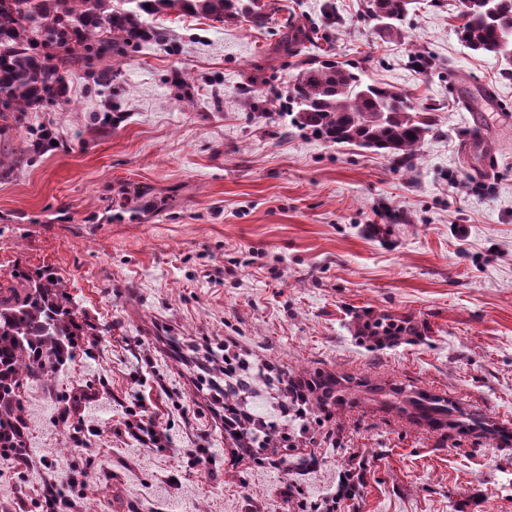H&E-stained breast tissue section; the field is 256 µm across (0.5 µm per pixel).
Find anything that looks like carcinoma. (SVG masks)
<instances>
[{"instance_id": "obj_1", "label": "carcinoma", "mask_w": 512, "mask_h": 512, "mask_svg": "<svg viewBox=\"0 0 512 512\" xmlns=\"http://www.w3.org/2000/svg\"><path fill=\"white\" fill-rule=\"evenodd\" d=\"M414 0H367L366 16L391 37L402 34L399 22ZM262 0H0V135L21 123L24 112L48 105L65 107V74L81 70L90 86L115 84L117 65L145 43H169L167 32L149 23L164 11L205 17L216 22L240 18L257 27L270 19ZM323 20H302L295 13L282 25L276 51L305 55L320 40L330 43L339 19L333 4L323 5ZM458 39L469 49L492 54L512 66V0H473L458 14ZM288 108L297 126L333 144L372 149L397 166L416 160L433 130L429 109L417 106L393 86L366 82L357 67L329 52L301 61L288 85ZM16 284L0 287V448L18 463L29 457L25 385L52 375L96 345L97 328L60 278L42 270L32 275L19 267ZM192 361L203 373L213 401L224 408V432L236 447L277 448L281 461L294 447L293 432L257 418L251 398L258 374L241 356L224 353ZM266 368L282 386L284 412L301 431L333 409L373 401L432 431H487L484 417L467 413L443 397L402 386L365 385L362 396L334 373L314 369L293 372L273 362ZM80 386L63 397L72 413L90 397Z\"/></svg>"}]
</instances>
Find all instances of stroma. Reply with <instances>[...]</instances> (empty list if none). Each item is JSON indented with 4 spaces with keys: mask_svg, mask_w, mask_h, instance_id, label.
Segmentation results:
<instances>
[{
    "mask_svg": "<svg viewBox=\"0 0 512 512\" xmlns=\"http://www.w3.org/2000/svg\"><path fill=\"white\" fill-rule=\"evenodd\" d=\"M325 1L270 0L263 28L160 16L171 47L129 54L114 91L69 73L70 106L0 137L6 163L42 134L57 143L0 174V284L51 270L100 331L91 354L27 387L41 465L0 458V494L30 501L77 465L78 512H302L345 482L337 512H512V119L495 106L512 110V75L458 40L457 0H417L400 38L365 0H329L336 60L431 108L440 132L409 170L326 142L292 125L299 67L272 53L289 12L317 22ZM248 83L262 110L244 111ZM106 110L119 122L94 126ZM370 315L411 332L377 345ZM228 341L258 364L412 385L499 433L443 438L363 403L319 419L288 464L257 462L227 440L189 359ZM89 383L76 435L58 397ZM140 401L158 447L125 430Z\"/></svg>",
    "mask_w": 512,
    "mask_h": 512,
    "instance_id": "35a3bbf8",
    "label": "stroma"
}]
</instances>
